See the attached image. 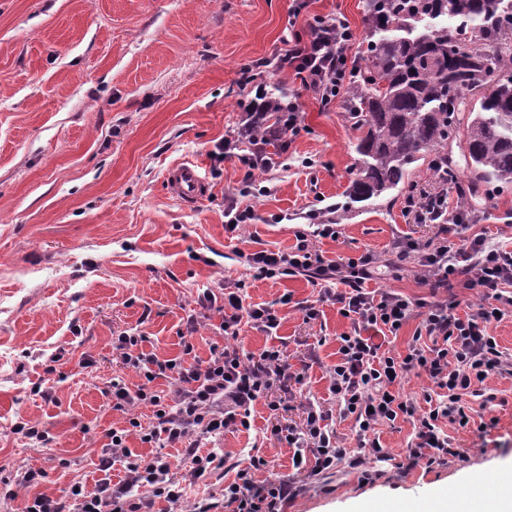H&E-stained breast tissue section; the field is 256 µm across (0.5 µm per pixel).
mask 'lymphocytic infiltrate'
<instances>
[{"label": "lymphocytic infiltrate", "mask_w": 512, "mask_h": 512, "mask_svg": "<svg viewBox=\"0 0 512 512\" xmlns=\"http://www.w3.org/2000/svg\"><path fill=\"white\" fill-rule=\"evenodd\" d=\"M354 33L349 23L336 15L314 16L308 36L292 35L284 53L255 61V68L294 72L301 84V95L288 99V119L276 128L263 127L260 110L269 101L250 102L238 131L217 142L211 152L216 163L238 156L248 170H266L274 165L267 145L271 139L288 143L304 129L301 97H309L322 107H330L350 83ZM406 215L432 224L435 235L418 251V278L431 288L446 290L453 280L465 277L467 288L476 290L482 301L465 315H458L459 301L448 294L430 304L388 291L365 287L373 271L374 258L324 260L313 247L314 239H338V224H320L312 231H300L288 251L262 249L245 254L244 259L257 279H282L302 275L323 282L320 301L338 304L353 328L338 336L336 364L329 369V390L336 398L335 408L308 405L300 425H273L271 432L284 436L297 459L294 469L319 475L344 460L372 479L378 463L387 461L376 428L412 420L414 433L402 450V467L444 466L464 457L445 425L467 427L472 420L471 403L493 401L484 382L493 376H512V353L503 348L491 327L501 316L512 313V249L489 243L484 235L469 234L467 219H458L456 234L448 232V194L410 195ZM241 284L219 290H206L198 298L201 310L218 314L219 340L212 342L205 361L192 360L193 335L201 321L188 315L181 334L183 354L159 360L141 348L142 336L120 333L112 339L124 368L132 370L136 385L124 378L112 380L111 408L122 414L124 426L109 433V442L99 459L102 479L94 488L79 486L61 498L43 493L28 498L25 512H154L156 501L172 508L181 507L186 488L207 482L223 469L222 449L201 450L202 440L223 436L224 432L249 428L251 405L279 390V400L269 401L271 413L286 408L288 396L301 376L292 372L280 349L271 347L248 353L237 341L245 329L276 332L283 320L280 306L288 305L282 295L278 306L246 303ZM419 318L405 353L382 348L375 334L394 336L411 319ZM423 377L430 392L423 400L408 398L400 390L403 380ZM168 379L171 391L155 388L157 379ZM151 408L153 421L142 424L138 406ZM354 418L350 438L340 437L330 425L333 410ZM149 445L152 452L142 456L127 446L129 437ZM182 451L183 467L174 471L168 449ZM122 466L125 477L112 482L110 472ZM265 459L251 457L248 466L237 471L225 484L222 498L204 497L191 505L190 512H278L280 503L299 493V486L288 478L266 477Z\"/></svg>", "instance_id": "1"}]
</instances>
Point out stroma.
<instances>
[{
	"label": "stroma",
	"mask_w": 512,
	"mask_h": 512,
	"mask_svg": "<svg viewBox=\"0 0 512 512\" xmlns=\"http://www.w3.org/2000/svg\"><path fill=\"white\" fill-rule=\"evenodd\" d=\"M363 2L311 0L296 17L293 0H0V476L44 470L37 490L52 497L75 481L94 488L107 435L124 425L107 386L120 375L136 380L113 355V336L137 332L145 352L179 357L198 295L227 282L244 284L250 304L291 294L276 333L249 329L240 341L248 352L281 349L303 380L278 418L261 400L250 429L225 432L217 445L227 471L189 486L188 499L220 495L234 466L254 455L270 461L271 477L291 474L301 487L282 512H430L446 495L512 471V377L490 380L496 398L477 406L482 426L452 430L468 454L444 468H397L409 421L378 426L390 459L368 484L344 464L321 476L294 474L291 448L270 433L275 421L300 422L307 402L334 406L327 370L337 336L352 324L336 305L318 303L307 277L254 278L243 253L288 250L303 225L337 220L338 240L315 243L324 259L371 253L381 274L368 289L437 298L411 273L414 258L397 269L395 240L422 243L434 233L405 216L403 195L336 216L357 170L344 100L325 110L303 99L306 130L268 171L251 175L238 158L217 164L209 156L240 127L257 87L291 95L299 87L272 69L248 84L243 71L275 56L291 34H306L311 14L338 15L364 38ZM185 160L198 162L210 185L192 207L163 182ZM249 175L267 192L247 197L255 217L233 233L224 207ZM475 208L477 232L512 243V190ZM313 302L319 314L309 320L303 308ZM53 355L59 362L49 375ZM21 418L48 432L47 447L14 432Z\"/></svg>",
	"instance_id": "1"
}]
</instances>
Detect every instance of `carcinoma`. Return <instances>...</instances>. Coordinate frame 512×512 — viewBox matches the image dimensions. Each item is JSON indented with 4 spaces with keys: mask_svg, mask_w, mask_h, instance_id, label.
<instances>
[{
    "mask_svg": "<svg viewBox=\"0 0 512 512\" xmlns=\"http://www.w3.org/2000/svg\"><path fill=\"white\" fill-rule=\"evenodd\" d=\"M504 3L365 0L367 39L347 100L359 166L350 201L410 192L413 165L432 154L470 205L512 187V11Z\"/></svg>",
    "mask_w": 512,
    "mask_h": 512,
    "instance_id": "carcinoma-1",
    "label": "carcinoma"
}]
</instances>
